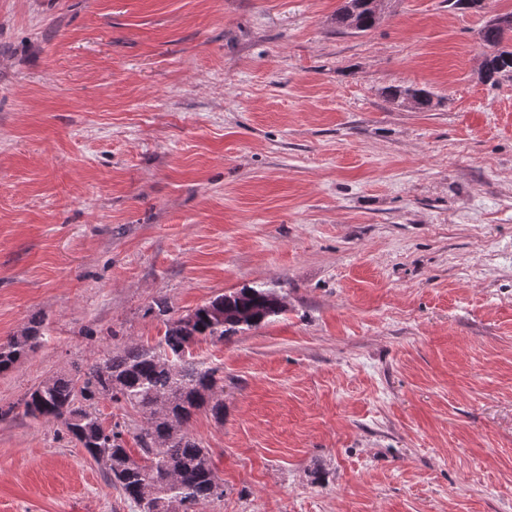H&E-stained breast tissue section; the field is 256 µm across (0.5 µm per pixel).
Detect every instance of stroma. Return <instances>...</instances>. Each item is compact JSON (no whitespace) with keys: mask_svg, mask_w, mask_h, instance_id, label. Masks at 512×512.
Returning <instances> with one entry per match:
<instances>
[{"mask_svg":"<svg viewBox=\"0 0 512 512\" xmlns=\"http://www.w3.org/2000/svg\"><path fill=\"white\" fill-rule=\"evenodd\" d=\"M0 0V406L267 286L192 356L224 496L199 512H512V0ZM416 85L427 112L392 105ZM0 512H136L59 422L0 420ZM369 1L371 6L377 12L380 1L372 0H347L346 3L336 12L334 18L338 28L346 29L348 20L355 13L358 20V32H366L372 29L379 21L380 15H376L372 8L368 7ZM510 15L495 18L490 21L493 24H501L510 27L489 24L481 31V40L483 44L494 50L486 57L484 62L485 75L488 79L487 81L492 80L494 84L498 82V76L512 73V51L504 49L505 46H503L509 33L511 39L512 16ZM384 94L389 102L402 107L406 102L419 110H430L433 107L432 94L424 88L413 86H389ZM20 335L12 336L6 343L0 344V374L6 373L42 342L40 322L32 321Z\"/></svg>","mask_w":512,"mask_h":512,"instance_id":"1","label":"stroma"}]
</instances>
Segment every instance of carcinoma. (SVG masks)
Masks as SVG:
<instances>
[{
    "label": "carcinoma",
    "mask_w": 512,
    "mask_h": 512,
    "mask_svg": "<svg viewBox=\"0 0 512 512\" xmlns=\"http://www.w3.org/2000/svg\"><path fill=\"white\" fill-rule=\"evenodd\" d=\"M369 0H346L336 12L338 28L356 17L366 32L379 21ZM512 26L487 25L484 45L493 49L484 62L486 78L512 73V51L504 48ZM389 102H408L419 110L433 107L424 88L389 86ZM282 298L272 288L250 287L216 296L193 311L174 317L163 301L149 311L163 317L164 334L155 344L134 343L110 351L70 375H51L21 401L23 416L34 421H59L71 439L100 464L108 481L139 512H197L200 504L224 497L209 449L189 434L187 424L203 410L216 422L224 421V376L212 367L184 355L202 341L228 340L244 328L257 327L278 316ZM40 323L31 322L19 335L0 344V374L6 373L42 342ZM102 400L124 403L141 415L134 432L140 455L124 446L119 425L106 428L97 413Z\"/></svg>",
    "instance_id": "carcinoma-1"
}]
</instances>
